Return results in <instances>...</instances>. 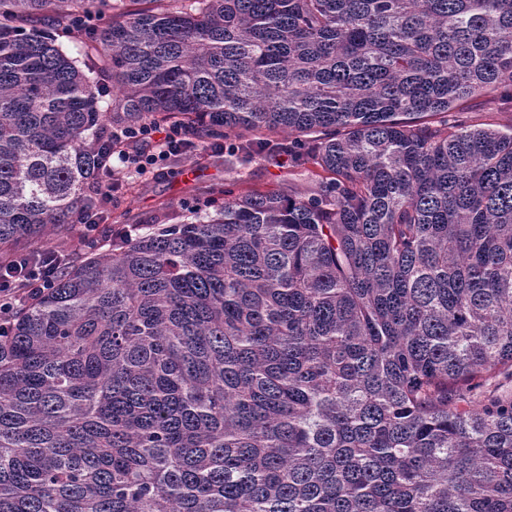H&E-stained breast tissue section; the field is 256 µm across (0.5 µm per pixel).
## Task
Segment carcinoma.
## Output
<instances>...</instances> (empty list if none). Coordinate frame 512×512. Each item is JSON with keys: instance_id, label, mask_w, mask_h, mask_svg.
I'll use <instances>...</instances> for the list:
<instances>
[{"instance_id": "obj_1", "label": "carcinoma", "mask_w": 512, "mask_h": 512, "mask_svg": "<svg viewBox=\"0 0 512 512\" xmlns=\"http://www.w3.org/2000/svg\"><path fill=\"white\" fill-rule=\"evenodd\" d=\"M132 2L0 0V512H512V0ZM146 121L316 170L85 252ZM468 112H451L448 114L450 123H466L481 127L497 128L509 131L512 127V108L503 105L493 97H487L473 104ZM52 249V250H45ZM39 262L33 267L24 255L16 256L1 268L0 265V328L7 331L9 313L23 296L38 294L50 288L62 266L54 250L64 254L65 262L71 255L57 247V239L41 246ZM39 250V251H40ZM3 270V273H2Z\"/></svg>"}]
</instances>
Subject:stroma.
Instances as JSON below:
<instances>
[{"label": "stroma", "mask_w": 512, "mask_h": 512, "mask_svg": "<svg viewBox=\"0 0 512 512\" xmlns=\"http://www.w3.org/2000/svg\"><path fill=\"white\" fill-rule=\"evenodd\" d=\"M448 120L507 131L512 129V108L487 97L468 111L449 114ZM210 154V149L202 147L192 155L170 159L161 173H128L132 187L113 190L106 203L113 217L100 221L97 237L109 240L131 229L145 230L161 210L171 221H179L187 207L206 205L227 190L236 194L252 190L291 193L299 190L306 176L304 168L275 167L257 158L238 163L230 171L223 162L212 161Z\"/></svg>", "instance_id": "stroma-1"}]
</instances>
